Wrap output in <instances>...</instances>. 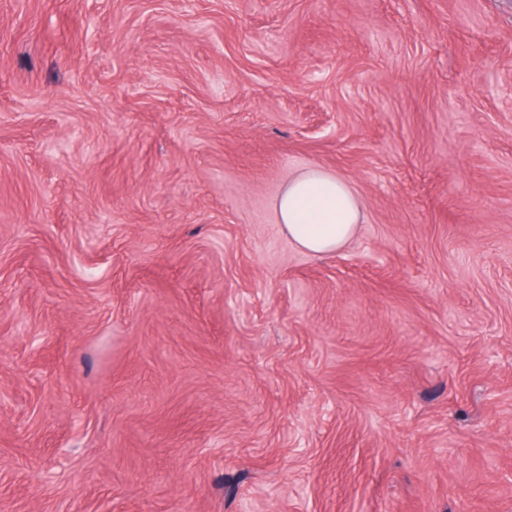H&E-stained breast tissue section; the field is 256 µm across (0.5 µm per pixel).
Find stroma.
Masks as SVG:
<instances>
[{
	"label": "stroma",
	"mask_w": 512,
	"mask_h": 512,
	"mask_svg": "<svg viewBox=\"0 0 512 512\" xmlns=\"http://www.w3.org/2000/svg\"><path fill=\"white\" fill-rule=\"evenodd\" d=\"M0 512H512V0H0ZM288 237L313 255L342 248L356 233L362 213L350 184L338 174L306 169L288 181L276 203Z\"/></svg>",
	"instance_id": "1"
}]
</instances>
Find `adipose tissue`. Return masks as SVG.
Masks as SVG:
<instances>
[{"label": "adipose tissue", "instance_id": "1", "mask_svg": "<svg viewBox=\"0 0 512 512\" xmlns=\"http://www.w3.org/2000/svg\"><path fill=\"white\" fill-rule=\"evenodd\" d=\"M277 221L289 238L313 255L342 248L361 221L360 202L341 176L320 168L292 177L276 203Z\"/></svg>", "mask_w": 512, "mask_h": 512}]
</instances>
